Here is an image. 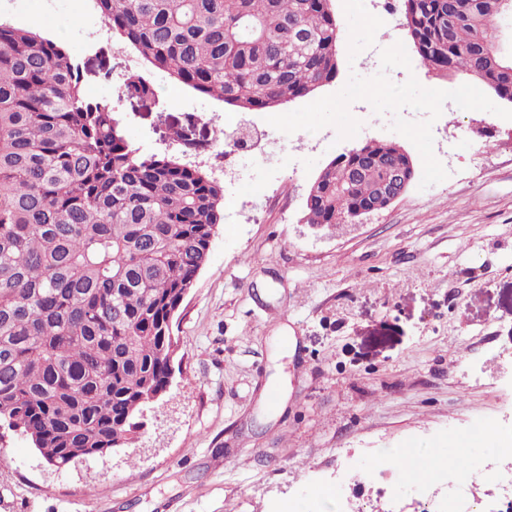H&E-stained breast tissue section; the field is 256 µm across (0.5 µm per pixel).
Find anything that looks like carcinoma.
I'll return each mask as SVG.
<instances>
[{
    "label": "carcinoma",
    "mask_w": 512,
    "mask_h": 512,
    "mask_svg": "<svg viewBox=\"0 0 512 512\" xmlns=\"http://www.w3.org/2000/svg\"><path fill=\"white\" fill-rule=\"evenodd\" d=\"M332 0H94L119 42L169 78L243 111L336 78ZM420 60L512 103V50L488 37L512 0H400ZM125 94L155 91L125 76ZM341 153L318 174L307 224L363 207L394 142ZM224 185L169 154L142 156L112 104L89 97L64 46L0 22V423L58 470L73 450L130 446L169 390L173 311L208 260Z\"/></svg>",
    "instance_id": "obj_1"
}]
</instances>
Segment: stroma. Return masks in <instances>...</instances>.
I'll list each match as a JSON object with an SVG mask.
<instances>
[{
	"label": "stroma",
	"instance_id": "1",
	"mask_svg": "<svg viewBox=\"0 0 512 512\" xmlns=\"http://www.w3.org/2000/svg\"><path fill=\"white\" fill-rule=\"evenodd\" d=\"M415 76L452 90L419 59L396 0H364ZM0 20L61 42L83 63L87 94L111 102L141 155L169 151L210 173L225 160L214 133L234 107L151 65L155 99L118 92L133 50L89 40L92 0H0ZM371 115L364 133L284 136L288 173L254 164L224 180V222L177 313L169 393L135 444L59 471L0 428V512H281L342 483L345 512H422L383 448L466 444L479 419L512 425V121L443 106L434 153L449 173L411 184L387 209L345 230L303 220L319 171L346 149L397 134ZM279 393L277 404L267 389Z\"/></svg>",
	"mask_w": 512,
	"mask_h": 512
}]
</instances>
